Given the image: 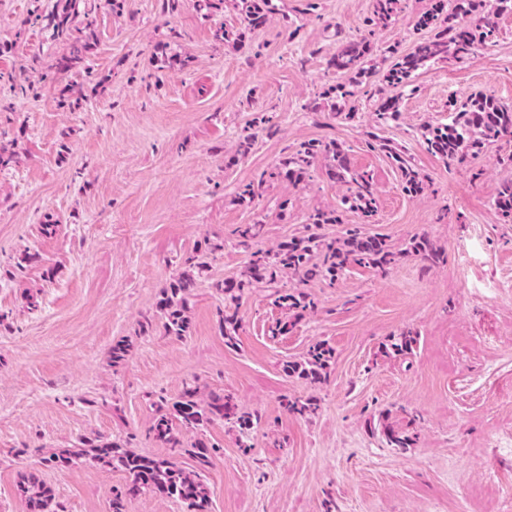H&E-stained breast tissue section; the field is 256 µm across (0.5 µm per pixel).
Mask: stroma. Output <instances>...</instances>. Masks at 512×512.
I'll use <instances>...</instances> for the list:
<instances>
[{"label": "stroma", "instance_id": "1", "mask_svg": "<svg viewBox=\"0 0 512 512\" xmlns=\"http://www.w3.org/2000/svg\"><path fill=\"white\" fill-rule=\"evenodd\" d=\"M434 2L405 0L374 28L372 0H271L269 22L250 31L240 0L211 10L102 0L84 61L59 80L68 45L43 21L56 0H0V144L16 153L0 169V512H26L25 475L53 488L56 512H110L126 473L57 467L50 452L98 436L169 457L147 429L160 401L188 386L257 418L246 436L221 421L202 429L215 447L201 470L210 512H512V217L496 205L512 138L465 166L428 153L422 138L450 120L451 101L512 104V14L499 17L494 46L421 70L401 91L398 121L377 126L376 77L357 87L353 118L322 96L347 81L328 64L339 44L408 50ZM220 28L245 31L244 43L216 40ZM256 117L263 130L236 156ZM373 131L405 148L422 192L407 194L397 166L369 148ZM310 140L336 141L376 188L372 216L343 211L323 234L357 227L399 256L383 273L349 265L333 285L281 275L244 289L238 344L227 347L217 285L246 266L236 227L261 225L270 248L346 192L322 160L306 185L270 182L239 201V187ZM416 237L444 263L404 255ZM208 242L217 249L189 304L190 333L166 335L160 291ZM299 288L314 308L272 335L286 317L278 294ZM147 319L153 328L140 333ZM407 331L412 353L384 354ZM120 340L132 348L116 364ZM318 342L334 351L325 378L284 371ZM295 399L315 411L289 414ZM383 416L410 425L414 445L388 447Z\"/></svg>", "mask_w": 512, "mask_h": 512}]
</instances>
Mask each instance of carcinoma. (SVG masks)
Segmentation results:
<instances>
[{
    "instance_id": "1",
    "label": "carcinoma",
    "mask_w": 512,
    "mask_h": 512,
    "mask_svg": "<svg viewBox=\"0 0 512 512\" xmlns=\"http://www.w3.org/2000/svg\"><path fill=\"white\" fill-rule=\"evenodd\" d=\"M241 2L245 5L247 29H258L267 23L269 0ZM402 2L373 0L372 17L368 18V22L374 26L387 25L401 12ZM504 10L512 11V0H437L431 10L415 21L416 29H431L433 34L420 38L403 53L395 45L386 48L382 62L387 64V68L383 72L372 59L373 47L369 41L362 40L337 49L330 58V66L348 76L349 83L329 87L323 96L332 101L334 112L351 118L353 110L343 112V106L338 101L345 102L354 97L355 87L363 80L380 74L386 86L404 88L419 70L430 64L460 59L472 47L493 42L499 13ZM92 13L89 0H56V5L46 16L53 36L71 40L70 53L61 59L58 74L67 73L83 61L90 38L94 36L95 20ZM461 14L477 16L476 24L460 25L457 18ZM80 15L84 17V27L72 28V23ZM454 112L455 117L450 123L425 127L422 137L428 152L445 160L461 162L485 143L512 137V106L500 103L491 95L470 98L454 108ZM399 115L397 96L386 98L376 113L380 125L397 119ZM370 146L385 152L397 164L405 192L413 195L423 190V180L402 146L378 135L374 136ZM321 156L333 160L327 170L329 178L350 184L349 194L341 201L342 206L365 217L371 216L376 208L373 182L366 175L348 168L343 150L335 141L317 140L302 144L296 153L280 160L268 178L240 187L238 199L243 202L254 200L269 179L300 185L309 177L310 169ZM496 204L503 213L512 215V179L499 184ZM339 223L341 218L336 209L317 210L309 216L306 233L283 241L274 249L259 246L262 225L242 224L235 229L239 245L248 253V261L239 279L218 284L225 295L224 311L219 316V328L225 345H237L242 329L238 318L239 292L245 288L272 283L281 271L297 277L302 284L327 281L332 285L351 262L382 271L395 261L396 253L378 236L366 235L355 228L349 230L346 237L336 240L328 239L319 232L325 224ZM399 254L413 256L428 268L442 260L440 251L426 238L411 240L409 246ZM206 268L207 262L203 261V256H192L185 261L173 281L162 289L157 308L165 334L178 338L188 335L190 299ZM277 303L296 312L314 306V302L303 292L281 294ZM415 343L413 332L407 331L390 343L389 349L397 355H406L412 352ZM332 359L333 349L319 342L309 348L303 360L286 362L284 371L315 382L326 373ZM215 420H222L243 434L253 427L252 418L238 413L231 397L211 393L204 398L196 386L185 388L177 400L158 405L150 422L149 433L154 440L166 448L181 449L195 463L193 470L169 459L148 457L127 450L115 441L99 443L97 439L87 437L71 448L52 452L49 462L65 467L85 459L123 470L129 481L123 490L112 497L111 512H127L128 503L147 492L176 498L186 503L193 512H209L208 491L198 469L209 464L213 447L200 438L188 442L184 435L196 432ZM381 433L392 448H409L414 444V437L406 426L397 427L384 422ZM19 492L27 512H55L54 490L36 477L23 478Z\"/></svg>"
}]
</instances>
